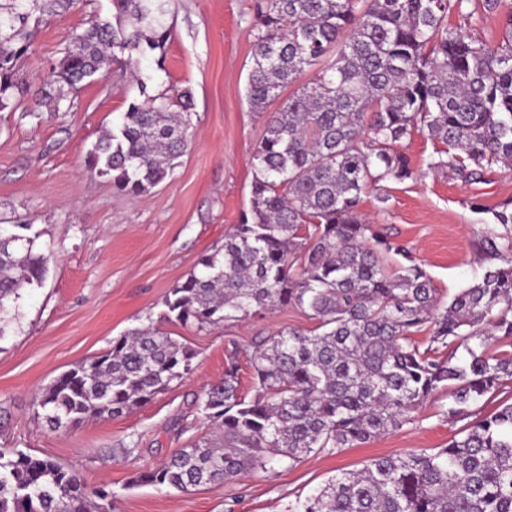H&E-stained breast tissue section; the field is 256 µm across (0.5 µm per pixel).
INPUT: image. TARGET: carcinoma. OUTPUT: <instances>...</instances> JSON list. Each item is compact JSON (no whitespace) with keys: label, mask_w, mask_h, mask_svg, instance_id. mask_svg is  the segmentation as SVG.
I'll return each mask as SVG.
<instances>
[{"label":"carcinoma","mask_w":512,"mask_h":512,"mask_svg":"<svg viewBox=\"0 0 512 512\" xmlns=\"http://www.w3.org/2000/svg\"><path fill=\"white\" fill-rule=\"evenodd\" d=\"M40 0H0V111L17 107V63L41 23ZM170 0H111L71 36L48 85L74 90L112 65L165 53ZM473 0H256L246 98L266 110L308 71L270 116L253 154L248 209L224 245L169 291L168 319L204 329L264 311L298 309L313 331L290 328L262 343L255 395L240 393L236 358L203 387L204 418L219 438L183 448L137 473L134 484L187 492L274 463L370 442L448 392V419L468 420L436 452H409L342 471L296 512H512V403L482 414L512 378V201L474 241L482 273L453 297L436 293L423 265L362 208L382 181L414 175L397 145L424 133L441 145L433 169L476 183L512 167V6L498 42L473 33ZM455 14L462 26L448 25ZM121 121L88 151L86 171L142 196L167 180L192 145L190 93H152L136 78ZM42 90L32 116L61 111ZM0 338L22 291L42 283L47 257L30 224L0 226ZM431 329L427 343L415 338ZM196 353L152 327L112 340L106 353L59 375L35 397L46 423L67 429L119 416L193 370ZM112 498L78 471L16 449L0 454V512H107Z\"/></svg>","instance_id":"obj_1"}]
</instances>
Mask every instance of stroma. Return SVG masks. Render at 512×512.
Masks as SVG:
<instances>
[{
    "instance_id": "obj_1",
    "label": "stroma",
    "mask_w": 512,
    "mask_h": 512,
    "mask_svg": "<svg viewBox=\"0 0 512 512\" xmlns=\"http://www.w3.org/2000/svg\"><path fill=\"white\" fill-rule=\"evenodd\" d=\"M110 0H75L66 10L47 6L33 45L20 64L26 98H34L57 65L73 31ZM172 36L162 61L136 68L153 88L189 91L195 141L171 178L145 196H128L105 178L89 177L87 151L100 131L119 119L138 90L129 75L107 76L68 93L62 112L34 118L0 111V225L29 224L38 251L49 257L42 286L25 289L9 333L0 339V453L19 448L76 469L92 486L108 485L114 512H288L337 473L371 459L445 447L462 427L449 420L447 394L424 402L411 420L372 442L312 455L293 467L249 473L229 485L187 493L132 485L140 471L211 434L198 410L204 385L224 376L237 352L240 391L253 397L251 359L260 340L315 322L280 308L197 330L167 317L165 299L200 255L224 242L249 205L253 153L270 113L252 111L245 85L255 42V0H171ZM414 169L411 179L387 181L368 197L372 224L413 247L440 297L448 298L480 273L473 241L490 207L512 200V171L493 168L464 184L428 168L437 146L414 134L399 146ZM388 203H379V195ZM153 325L197 353L189 375L119 417L52 430L38 418L36 395L60 373L108 350L112 340Z\"/></svg>"
}]
</instances>
